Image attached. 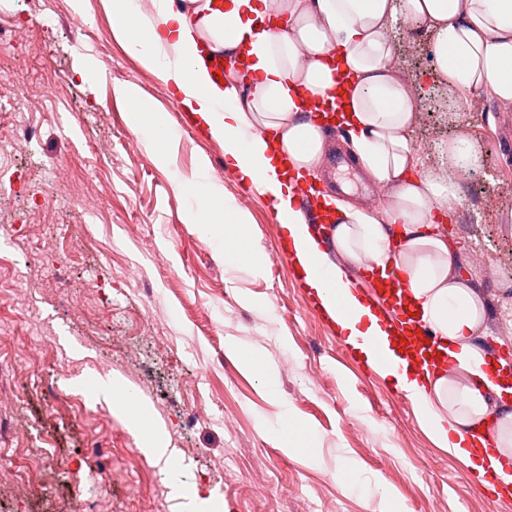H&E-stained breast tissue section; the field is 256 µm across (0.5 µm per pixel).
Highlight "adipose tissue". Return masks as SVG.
I'll list each match as a JSON object with an SVG mask.
<instances>
[{
	"instance_id": "1",
	"label": "adipose tissue",
	"mask_w": 512,
	"mask_h": 512,
	"mask_svg": "<svg viewBox=\"0 0 512 512\" xmlns=\"http://www.w3.org/2000/svg\"><path fill=\"white\" fill-rule=\"evenodd\" d=\"M101 0L114 22L113 36L160 81L173 86L190 112L224 146L243 182L268 198L287 230L305 284L335 320L350 347L359 337L388 349L375 311L360 297L346 272L330 262L333 246L356 268L381 275L397 271L422 324L437 336L452 375L416 376L397 364L382 377L409 388L412 405L433 442L470 461L463 435L492 430L495 448L471 463L476 480L493 473L512 486V390L488 370L470 338L484 305L454 273V251L438 230L439 218L461 204L455 185L419 172L411 147L417 100L410 83L392 65L390 32L396 22L425 28L434 68L452 98L450 112H467L471 94L485 92L512 105V0ZM246 58L239 70L234 57ZM224 60L216 77L214 60ZM115 92L129 110L133 129L144 136L149 155L170 161L178 142L167 115L146 102L134 85ZM337 99L339 120L349 127L357 165L391 188L389 200L367 211L333 194L326 206L336 215L330 244L307 232L290 186L279 173L320 169L327 132L310 110L312 102ZM207 157L191 176L175 174L183 193L197 196L185 221L225 245L227 270L262 275L261 253L250 246L251 218L214 179ZM98 393L121 409L138 445L153 464L172 468L174 451L147 406L127 385L103 381ZM281 451L319 463L318 434L305 423L271 429Z\"/></svg>"
}]
</instances>
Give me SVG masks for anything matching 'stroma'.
<instances>
[{
  "label": "stroma",
  "mask_w": 512,
  "mask_h": 512,
  "mask_svg": "<svg viewBox=\"0 0 512 512\" xmlns=\"http://www.w3.org/2000/svg\"><path fill=\"white\" fill-rule=\"evenodd\" d=\"M83 18L80 35L72 16ZM29 28L27 42L0 41V460L28 469L30 489L0 482V512H175L165 476L151 465L111 403L92 397L101 374L135 390L178 450L181 480L228 512H367L362 484L380 480L406 512H512L489 503L464 463L437 447L413 406L352 357L306 305L308 291L274 256L277 220L270 201L252 198L221 143L172 107V88L143 69L112 36L98 0H0V31ZM399 72L414 82L421 110L411 142L421 172L445 164L449 140L463 135L482 154L458 189L462 208L440 224L456 265L486 314L471 343L508 337L512 363V270L498 257L512 248V107L486 94L470 99L460 125L445 111L430 37L394 26ZM100 70L81 74L87 58ZM131 83L165 108L180 130L170 167L153 161L129 122L116 85ZM349 134L334 138L347 157ZM226 196L247 211L265 272L229 274L223 248L185 224L194 198L179 196L172 171L191 175L199 156ZM317 182L349 184L362 204L373 180L349 161ZM86 237L74 255L66 245ZM150 326L151 338L141 329ZM236 338L274 363L278 400L224 350ZM67 375H58L59 366ZM320 435L319 464L284 455L260 430L281 406ZM22 410L34 426L17 434ZM360 473L341 472L344 458Z\"/></svg>",
  "instance_id": "35a3bbf8"
}]
</instances>
